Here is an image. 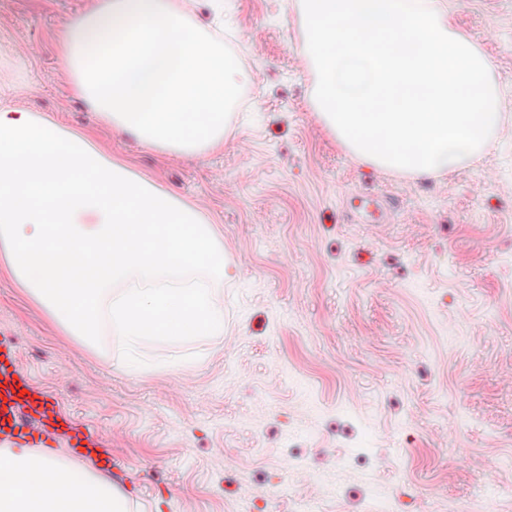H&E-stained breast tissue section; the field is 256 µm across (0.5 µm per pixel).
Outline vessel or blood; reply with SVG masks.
<instances>
[{
  "instance_id": "b4317fda",
  "label": "vessel or blood",
  "mask_w": 512,
  "mask_h": 512,
  "mask_svg": "<svg viewBox=\"0 0 512 512\" xmlns=\"http://www.w3.org/2000/svg\"><path fill=\"white\" fill-rule=\"evenodd\" d=\"M65 437L75 455L94 460L100 470L113 467L100 436L61 410L47 391L34 386L21 369L17 351L0 342V444L47 448Z\"/></svg>"
}]
</instances>
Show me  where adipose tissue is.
I'll return each mask as SVG.
<instances>
[{
  "mask_svg": "<svg viewBox=\"0 0 512 512\" xmlns=\"http://www.w3.org/2000/svg\"><path fill=\"white\" fill-rule=\"evenodd\" d=\"M71 89L113 131L195 157L224 145L249 79L178 0H96L60 39ZM0 270L75 336L108 320L131 364L149 339L224 333L212 284L233 276L201 211L92 138L0 105ZM0 512H128L112 482L56 456L0 451Z\"/></svg>",
  "mask_w": 512,
  "mask_h": 512,
  "instance_id": "obj_1",
  "label": "adipose tissue"
}]
</instances>
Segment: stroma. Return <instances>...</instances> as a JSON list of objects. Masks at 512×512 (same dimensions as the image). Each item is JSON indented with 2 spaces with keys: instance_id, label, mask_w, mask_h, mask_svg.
<instances>
[{
  "instance_id": "stroma-1",
  "label": "stroma",
  "mask_w": 512,
  "mask_h": 512,
  "mask_svg": "<svg viewBox=\"0 0 512 512\" xmlns=\"http://www.w3.org/2000/svg\"><path fill=\"white\" fill-rule=\"evenodd\" d=\"M93 2L0 0V99L198 207L236 267L223 336L148 344L135 372L122 337L70 334L0 274V340L100 434L131 512H512V129L447 175L360 163L311 107L294 0H232L251 81L224 147L162 153L71 91L56 42ZM448 3L512 88V0Z\"/></svg>"
}]
</instances>
